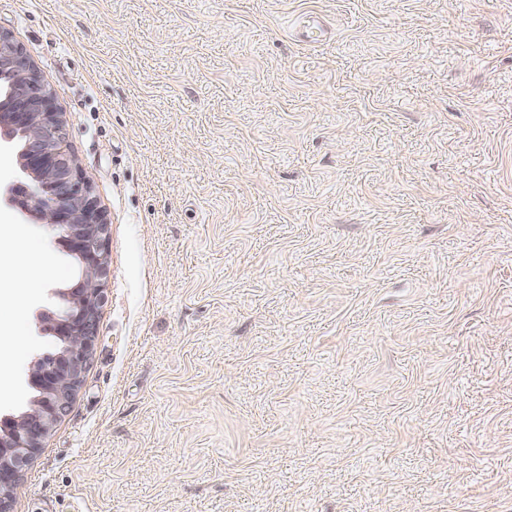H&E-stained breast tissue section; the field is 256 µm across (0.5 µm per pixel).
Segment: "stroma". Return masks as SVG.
Segmentation results:
<instances>
[{
	"label": "stroma",
	"mask_w": 512,
	"mask_h": 512,
	"mask_svg": "<svg viewBox=\"0 0 512 512\" xmlns=\"http://www.w3.org/2000/svg\"><path fill=\"white\" fill-rule=\"evenodd\" d=\"M326 20L319 46L300 14ZM108 223L9 512H512V0H0ZM0 309V428L73 256ZM299 31L302 37L301 41L310 45L322 43L331 35L328 26L316 12H310L300 17Z\"/></svg>",
	"instance_id": "obj_1"
}]
</instances>
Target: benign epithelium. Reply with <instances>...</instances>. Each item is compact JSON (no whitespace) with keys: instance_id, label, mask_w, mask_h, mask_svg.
<instances>
[{"instance_id":"1","label":"benign epithelium","mask_w":512,"mask_h":512,"mask_svg":"<svg viewBox=\"0 0 512 512\" xmlns=\"http://www.w3.org/2000/svg\"><path fill=\"white\" fill-rule=\"evenodd\" d=\"M0 141L19 147L24 179L9 189L13 205L49 232L79 261L82 279L62 293L65 310L42 315L58 350L30 372L33 406L0 433V512L18 489V476L67 412L92 356L97 319L106 300L108 224L89 180L70 153L63 112L8 31L0 30Z\"/></svg>"}]
</instances>
